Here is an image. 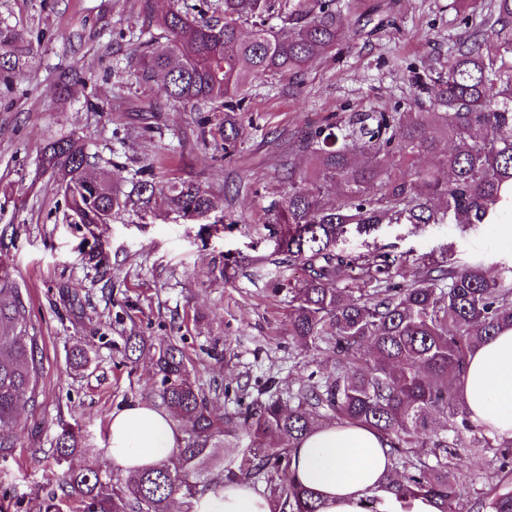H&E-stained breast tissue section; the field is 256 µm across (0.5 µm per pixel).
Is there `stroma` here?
I'll use <instances>...</instances> for the list:
<instances>
[{
	"instance_id": "stroma-1",
	"label": "stroma",
	"mask_w": 512,
	"mask_h": 512,
	"mask_svg": "<svg viewBox=\"0 0 512 512\" xmlns=\"http://www.w3.org/2000/svg\"><path fill=\"white\" fill-rule=\"evenodd\" d=\"M349 2L344 40L302 76L300 91L289 76L256 82L241 151L228 163L213 140L198 139V112L167 100L161 76L142 80L137 0H0V28L28 51L8 72L0 52V262L25 297L39 361L38 396L22 401L15 444L0 451V512H44L51 498L62 512H79L51 448L71 427L90 450L70 466L105 462L112 411L148 401L152 354L129 360L128 337L177 345L219 411L258 399L267 381L285 392L333 372L323 349L292 336L287 293L270 292L294 274L278 263L277 237L264 222L283 190L280 159L306 123L405 111L419 77L437 89L471 13L466 0ZM60 138L81 139L94 176L128 178L144 167L160 191L174 177L199 184L216 195L226 223L163 210L125 212L97 227L66 221L64 197L42 165L45 146ZM346 247L413 259L449 250L493 269L512 262V216L465 231L385 225L350 236ZM225 258L237 264L234 278L212 281L210 269ZM77 344L91 358L81 374L69 367ZM457 476L460 512H483L484 493L506 479L490 455L467 451Z\"/></svg>"
}]
</instances>
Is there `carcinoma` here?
Returning a JSON list of instances; mask_svg holds the SVG:
<instances>
[{"label":"carcinoma","instance_id":"cac0c4a2","mask_svg":"<svg viewBox=\"0 0 512 512\" xmlns=\"http://www.w3.org/2000/svg\"><path fill=\"white\" fill-rule=\"evenodd\" d=\"M479 21L457 42L435 98L415 99L405 112H355L303 131L288 155H307L309 169L283 161L288 190L266 211L279 226L278 249L304 276L277 280L288 290L292 336L324 343L334 372L316 387L271 396L216 413L190 378L182 352L154 347L155 396L183 444L168 461L134 478L106 466L67 469L59 480L82 512H169L220 483L201 477L224 467V480L260 476L271 488L272 512H320L315 494L289 472L291 451L325 422L376 431L390 448L391 469L382 491L397 512L424 499L437 512H456L461 498L454 460L461 448L494 451L500 471L512 467V439H496L473 422L455 382L468 356L491 336L512 328V265L493 276L481 263L460 264L450 252L409 259L376 249L337 248L350 231L367 234L383 224H455L464 229L512 210V69L484 56L485 39L512 54V0H473ZM223 18L188 9L156 13L140 0V66L145 78L166 79V96L204 109L202 128L235 155L242 114L258 79L298 77L336 49L349 24L340 0H222ZM278 18L280 25L269 24ZM0 48L20 63L25 49L0 30ZM428 157L431 165L418 160ZM44 165L58 178L68 210L81 224H109L125 211L162 207L211 213L215 197L193 183L173 181L156 193L153 173L140 171L124 190L109 175L87 173L88 155L76 139L48 145ZM37 343L29 335L27 306L11 268L0 263V448L14 444L22 396L35 399ZM86 448L80 433L63 428L52 456L61 463ZM428 448L429 459L414 449ZM385 497V498H387ZM385 498L371 499L370 512ZM486 512H512V485L486 494Z\"/></svg>","mask_w":512,"mask_h":512}]
</instances>
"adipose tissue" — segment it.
<instances>
[{"label": "adipose tissue", "instance_id": "1", "mask_svg": "<svg viewBox=\"0 0 512 512\" xmlns=\"http://www.w3.org/2000/svg\"><path fill=\"white\" fill-rule=\"evenodd\" d=\"M458 389L475 423L512 439V328L469 356ZM181 439L167 412L131 401L112 413L107 456L132 476L172 458ZM390 468L387 447L367 428L326 424L291 452L290 471L316 492L320 512H368L367 501L380 494ZM191 505L192 512H270L266 498L246 481L198 494Z\"/></svg>", "mask_w": 512, "mask_h": 512}]
</instances>
